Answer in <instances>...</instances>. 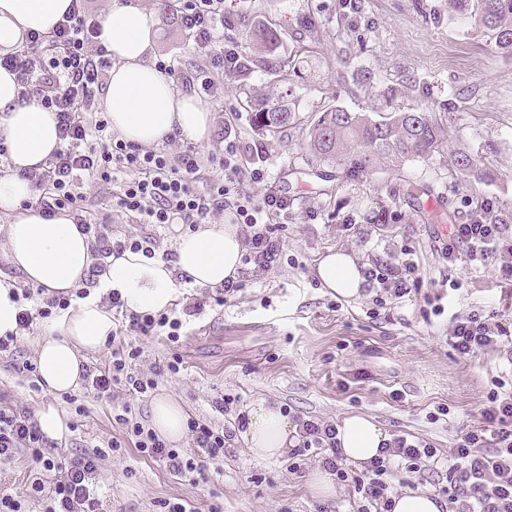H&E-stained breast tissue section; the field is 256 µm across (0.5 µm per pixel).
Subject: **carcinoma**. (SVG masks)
I'll list each match as a JSON object with an SVG mask.
<instances>
[{
    "label": "carcinoma",
    "mask_w": 512,
    "mask_h": 512,
    "mask_svg": "<svg viewBox=\"0 0 512 512\" xmlns=\"http://www.w3.org/2000/svg\"><path fill=\"white\" fill-rule=\"evenodd\" d=\"M455 10L470 20L476 31L490 37L502 51L512 55V0H453ZM236 42L251 52L237 53V62L227 73L246 76L261 64L280 83L288 82L292 63L275 54L281 36L277 25L266 20L237 23ZM394 93L381 90L379 104L372 112H354L329 106L304 119L281 97L265 96L254 104L247 101L254 125L274 137L290 129L305 131V141L316 165H327L336 178L356 179L378 166L395 168L413 159H425L445 151L448 144L446 112L429 105L403 109L393 103ZM475 168L474 155L465 147L448 152V170L469 172Z\"/></svg>",
    "instance_id": "carcinoma-1"
}]
</instances>
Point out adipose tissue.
Here are the masks:
<instances>
[{"mask_svg":"<svg viewBox=\"0 0 512 512\" xmlns=\"http://www.w3.org/2000/svg\"><path fill=\"white\" fill-rule=\"evenodd\" d=\"M70 5L71 0H0V56L19 51L27 31L52 35ZM100 26L112 57L102 102L113 133L144 149L175 134L206 142L213 126L209 104L178 91L153 58L155 11L141 0H113ZM20 90L15 74L0 68V144L6 148L0 158V232L5 235L6 260L16 270L12 276L0 273V337L18 331L17 315L24 308L20 282L43 287L50 295L87 288L88 297L58 311L36 344L44 388L62 395L79 387L85 353L99 351L112 335L110 293H120L130 313L167 311L181 295L176 274L188 275L197 287L221 285L237 277L245 246L237 225L206 223L176 239L174 264L127 251L110 257L105 272L93 274L98 259L72 218L60 213L47 219L28 205L36 190L22 170L45 165L61 141L54 113L37 100L20 101ZM316 272L322 286L335 295L359 296L363 277L352 254L329 253L319 260ZM151 426L164 440L181 443L186 434L182 406L170 397H157ZM295 434V425L279 406L260 400L248 410L242 438L253 458L271 460L287 453ZM338 437L347 464L358 468L391 439L372 418L360 414L343 420Z\"/></svg>","mask_w":512,"mask_h":512,"instance_id":"1","label":"adipose tissue"}]
</instances>
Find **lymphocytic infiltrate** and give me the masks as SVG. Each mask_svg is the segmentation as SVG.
Listing matches in <instances>:
<instances>
[{"label": "lymphocytic infiltrate", "mask_w": 512, "mask_h": 512, "mask_svg": "<svg viewBox=\"0 0 512 512\" xmlns=\"http://www.w3.org/2000/svg\"><path fill=\"white\" fill-rule=\"evenodd\" d=\"M179 23L195 48L209 60L208 67L196 70L193 79L201 93L213 95L211 73L223 68L230 55L229 48L214 45L216 30L224 23V9L210 0H184ZM26 41L22 52L0 57V67L16 74L22 98H36L56 116L61 145L53 151L47 169L28 173L40 191L35 206L43 217L49 219L59 211H68L80 233L89 237L91 249L99 259L119 256L127 250L154 257L156 238H118L112 232L111 221L88 216L78 190L80 177L87 173L115 183L114 208L143 224H203L211 216L223 214L228 223L243 227L246 264L262 272L278 268L284 243L275 235L272 223L287 216L292 204L282 196L256 198L241 193L243 182L261 183L266 171L243 165L244 146L233 136L231 127H224L218 134L221 149L211 161L223 169L224 175L215 179L206 177L195 147L175 153L164 147L145 150L112 134L107 120L91 118L95 89L110 61L100 40V26L97 20L86 16L83 0H73L55 28L52 46H45L43 37L36 32L27 33ZM443 257L452 266L462 260L497 263L500 280L512 283V228L473 222L452 225ZM418 271V264L402 250L394 253L391 262L364 268L363 287L398 300L409 295L410 283L419 279ZM244 286V281L238 279L225 280L222 286L195 299L179 313L128 314L112 331L110 365L83 373L84 397L95 402L110 399L116 385L139 397L152 393L156 380L134 369L142 355L137 337L158 335L179 342L184 316L208 305L224 306ZM511 339L512 325L489 323L476 312L456 315L449 333L450 344L463 355L494 350ZM495 386L481 412V426L466 432L445 460L426 440L398 435L370 460L365 473L353 477L343 465L335 424L309 416L294 419L297 447L299 452L321 455L337 480L353 482L357 512H390L392 500L387 495L389 486L384 475L397 464L417 472L426 463L445 464L453 493L462 499L461 512H512V383L501 376ZM113 419L120 434L108 443L112 452L135 447L144 457L163 463L179 476L210 466L223 469L225 448L235 431L246 426L242 412L229 429L204 419L189 420L194 450L184 453L169 447L133 414L129 405H122ZM46 445L30 412L0 406V468L10 465L19 452H26L33 463L54 474L51 485L38 481L32 486L42 496L44 512H92L98 501L101 452L50 458L45 454Z\"/></svg>", "instance_id": "obj_1"}]
</instances>
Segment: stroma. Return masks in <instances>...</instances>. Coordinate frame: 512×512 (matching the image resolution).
<instances>
[{
  "mask_svg": "<svg viewBox=\"0 0 512 512\" xmlns=\"http://www.w3.org/2000/svg\"><path fill=\"white\" fill-rule=\"evenodd\" d=\"M146 4L159 16L157 57L178 60L183 77L176 87L189 92L185 75L206 60L177 20L182 0ZM309 13L320 23L302 28ZM242 16L279 25L277 53L293 59L296 73L284 85L260 69L242 81L213 72V128L232 121L252 148L248 165L265 168V182L244 183L245 192L293 200L287 221L276 226L286 254L271 272L247 273L244 291L226 305L187 318L179 343L143 338L136 369L156 376L157 394L175 399L186 415L220 426L225 419L214 401L229 398L233 410L244 411L264 399L291 418L337 423L366 415L391 435L423 438L448 457L462 432L478 425L512 353L507 345L473 356L452 348L454 314L512 322V286L500 284L493 264L451 266L441 256L449 225L469 220L472 199H491L512 213V56L474 31L448 0H224L225 22ZM363 71L373 73V86L358 83ZM386 85L400 90L403 106L425 101L453 113L448 142L471 147L474 173L449 177L447 159L437 155L397 172L381 166L355 180L325 178L312 167L301 132L262 135L240 106L245 93H278L306 116L331 105L369 112L376 89ZM80 190L92 217H110L117 234L154 235L164 251L186 231L113 211L111 185L95 178L82 177ZM392 244L410 250L420 267V281L403 299L377 308L368 292L344 299L322 287L316 265L328 251L355 254L368 265L389 261ZM37 338L23 333L12 354L0 356V403L35 413L53 406L68 433L51 441V453L106 447L119 433L112 411L122 405L149 420L151 398H130L121 385L111 399L88 402L84 415L75 411L81 390L57 397L33 386L23 366L36 363ZM175 353L180 372H160ZM321 463L312 454L257 460L238 443L225 451L223 474L208 469L191 480L129 448L101 463L99 512H162V503L176 499L200 512H356L352 483H337L331 498L316 494L312 475ZM38 478L48 482L52 475L19 453L0 469V493L20 497L23 512H42L31 489Z\"/></svg>",
  "mask_w": 512,
  "mask_h": 512,
  "instance_id": "35a3bbf8",
  "label": "stroma"
}]
</instances>
